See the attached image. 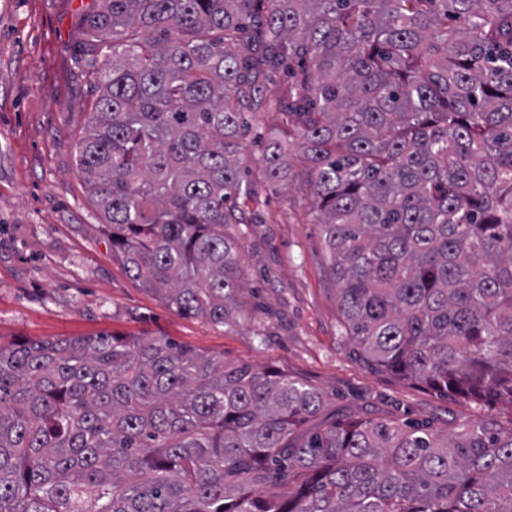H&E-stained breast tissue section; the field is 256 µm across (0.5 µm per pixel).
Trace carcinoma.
I'll use <instances>...</instances> for the list:
<instances>
[{"instance_id": "cac0c4a2", "label": "carcinoma", "mask_w": 512, "mask_h": 512, "mask_svg": "<svg viewBox=\"0 0 512 512\" xmlns=\"http://www.w3.org/2000/svg\"><path fill=\"white\" fill-rule=\"evenodd\" d=\"M83 27L76 162L133 278L239 315L240 119L302 62L262 168L305 159L347 335L487 416L305 436L322 397L285 372L163 336L22 339L0 345V512H512V0H101Z\"/></svg>"}]
</instances>
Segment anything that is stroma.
<instances>
[{"instance_id": "1", "label": "stroma", "mask_w": 512, "mask_h": 512, "mask_svg": "<svg viewBox=\"0 0 512 512\" xmlns=\"http://www.w3.org/2000/svg\"><path fill=\"white\" fill-rule=\"evenodd\" d=\"M98 0H0V344L112 333L164 336L225 363L288 372L319 391L309 434L345 416L399 419L441 434L478 414L369 365L345 334L313 199L294 178L268 182V137L286 130L274 104L285 71L262 79L264 104L244 112V158L254 223L242 238L246 311L230 326L173 311L114 254L101 213L76 166L96 92L83 67L81 19Z\"/></svg>"}]
</instances>
